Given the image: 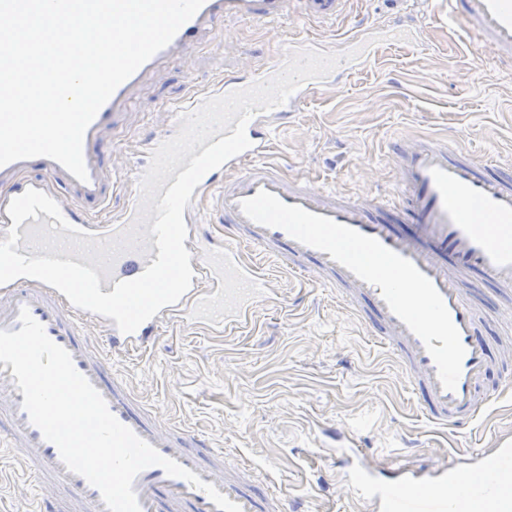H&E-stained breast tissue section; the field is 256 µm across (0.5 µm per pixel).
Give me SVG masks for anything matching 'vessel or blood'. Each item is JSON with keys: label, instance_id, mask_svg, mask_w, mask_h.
Segmentation results:
<instances>
[{"label": "vessel or blood", "instance_id": "obj_1", "mask_svg": "<svg viewBox=\"0 0 512 512\" xmlns=\"http://www.w3.org/2000/svg\"><path fill=\"white\" fill-rule=\"evenodd\" d=\"M348 4L349 0H204L170 43L118 86L97 112L83 140L87 180L76 179L61 164L43 156L0 166V182L13 183L10 197L0 199V240L6 239L12 224L7 213L11 198L31 188L55 199L73 227L101 239L111 238L135 222L139 181L149 166L150 153L178 132L181 115L197 111L208 98L272 79L292 52L314 49L341 54L340 64L324 78L304 82L284 103L254 115L246 128L250 149L203 176L191 206L184 211L188 227L184 246L192 254V286L178 303L162 308L133 334H123L113 319L74 308L64 294L41 281L21 277L0 286V329L19 330V311L28 308L48 337L70 353L77 371L97 389L119 422L161 455L214 484L242 512L298 509L287 497L256 493L250 469L228 461L211 442L167 423L158 409L140 402L127 383L113 373L112 361L141 352L165 326L200 329L212 335L248 328L259 305L280 301L269 277L260 271L259 261H270L288 273L304 276L307 287L334 289L349 313L398 360L422 414L435 426L452 432L462 430L481 419L499 400L498 394L484 387L489 354L478 330L479 304L475 297L465 295L461 278L469 275L512 291V175L491 170L469 151L449 147L440 138L402 139L392 159L397 171L396 194L404 204L402 216L413 226L412 233L403 234L396 230L380 196L358 199L340 195L286 175L265 160L273 133L299 111L311 93L343 86L366 63L376 60L384 47L415 43L419 32L413 26L396 21L364 24L336 42L284 37L265 62L248 64L209 89L174 104L162 127L145 134L144 151L129 161L124 173H107L102 135L121 126L132 90L144 74L201 42L222 44L225 19L273 25L302 18L327 24L342 16ZM471 32L479 34L482 42L481 49L470 54L473 65H482L489 57L512 68V0H448L449 35L456 38ZM353 49L357 57L344 59V52ZM33 165L42 170V178L19 181V174ZM114 190L123 193L121 209L110 223H92L91 210L103 207ZM261 190L377 239L430 279L443 297L465 348L462 373L454 390L442 387L431 355L392 313L379 287L358 279L329 253L243 214L241 201ZM204 199L209 208L207 219L202 220L195 204ZM52 222V217L44 214L36 220L26 219L18 229V253L29 258L39 256V249L28 246L25 237L35 225ZM149 229V224H142L144 243L120 253L109 274L101 275L102 292H112L117 282L138 277L156 260L158 248ZM246 247L254 252L255 262L243 259ZM92 325L102 328V335L90 336L88 328ZM23 400L11 365L0 363V447L16 449L29 467L44 493L40 512H107L98 489L69 472L57 447L30 422ZM344 485L374 512H512V437H500L497 448L484 456L474 471L444 469L411 488L392 478L379 481L369 472L345 480ZM133 489L141 512H219L205 491L169 476L157 465L143 469Z\"/></svg>", "mask_w": 512, "mask_h": 512}]
</instances>
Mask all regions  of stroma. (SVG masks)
I'll use <instances>...</instances> for the list:
<instances>
[{"mask_svg":"<svg viewBox=\"0 0 512 512\" xmlns=\"http://www.w3.org/2000/svg\"><path fill=\"white\" fill-rule=\"evenodd\" d=\"M394 17L420 27L421 43L389 47L343 88L313 93L274 134L267 161L360 198L393 187L396 138L442 137L479 161L512 162V71L488 65L472 73L465 54L475 36L450 39L442 15L402 9L398 0H352L348 17L333 27L307 23L298 30L340 38L362 23ZM223 30V45L184 51L144 75L116 132L121 145L105 157L108 168H123L141 134L161 128L171 99L263 62L295 29L230 18ZM274 281L284 303L260 306L250 329L227 337L170 329L137 358L117 359V372L169 422L268 473L269 484L302 512H363L337 480V457L376 473L420 476L437 462L493 447L500 432L512 430V399L464 433L430 424L399 365L335 292L305 288L280 272ZM471 287L487 314L481 331L491 368L484 386L495 391L512 378L501 362L503 345L512 343V301L494 285ZM22 466L17 454L0 453V512L36 510L30 490L15 481Z\"/></svg>","mask_w":512,"mask_h":512,"instance_id":"stroma-1","label":"stroma"}]
</instances>
